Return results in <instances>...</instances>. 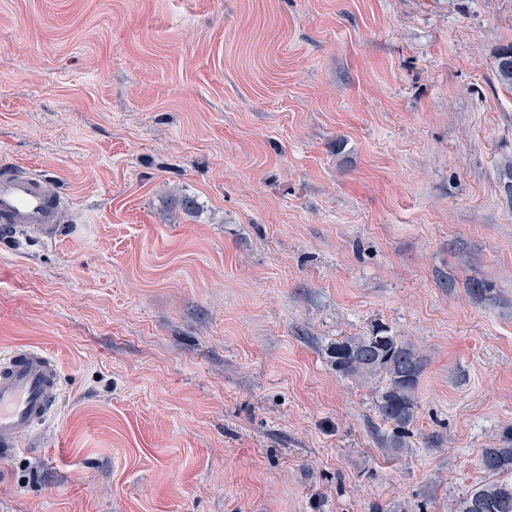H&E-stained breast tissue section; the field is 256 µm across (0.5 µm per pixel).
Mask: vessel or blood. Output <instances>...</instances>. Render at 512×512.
<instances>
[{"mask_svg": "<svg viewBox=\"0 0 512 512\" xmlns=\"http://www.w3.org/2000/svg\"><path fill=\"white\" fill-rule=\"evenodd\" d=\"M68 206L43 175L0 167V235L53 240ZM60 392V371L45 354L20 350L0 359V455L15 452L23 434L45 425Z\"/></svg>", "mask_w": 512, "mask_h": 512, "instance_id": "b4317fda", "label": "vessel or blood"}]
</instances>
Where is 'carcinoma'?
Masks as SVG:
<instances>
[{"label":"carcinoma","mask_w":512,"mask_h":512,"mask_svg":"<svg viewBox=\"0 0 512 512\" xmlns=\"http://www.w3.org/2000/svg\"><path fill=\"white\" fill-rule=\"evenodd\" d=\"M496 69L499 79L512 86V45L500 50ZM328 357L342 375H384L387 382L375 404L378 416L399 430L413 422L423 365L408 343L378 326L368 335L331 343ZM481 467L494 480L467 491L454 503V512H512V433L502 435L497 446L483 449Z\"/></svg>","instance_id":"cac0c4a2"}]
</instances>
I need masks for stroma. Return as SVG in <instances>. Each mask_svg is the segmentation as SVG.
<instances>
[{"label": "stroma", "instance_id": "35a3bbf8", "mask_svg": "<svg viewBox=\"0 0 512 512\" xmlns=\"http://www.w3.org/2000/svg\"><path fill=\"white\" fill-rule=\"evenodd\" d=\"M510 44L512 0H0V164L71 202L0 240V356L62 380L0 512H450L487 482ZM379 325L423 360L400 448L384 378L327 354Z\"/></svg>", "mask_w": 512, "mask_h": 512}]
</instances>
